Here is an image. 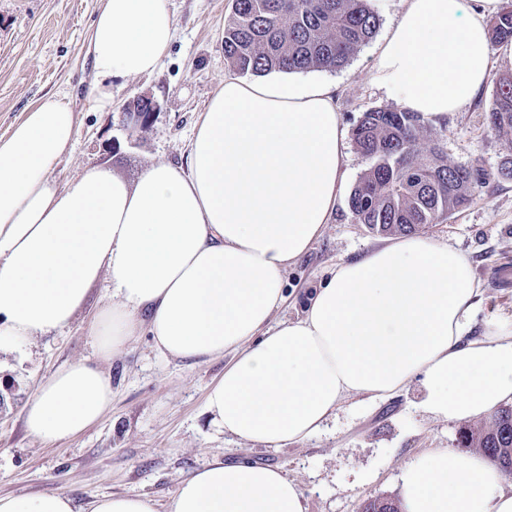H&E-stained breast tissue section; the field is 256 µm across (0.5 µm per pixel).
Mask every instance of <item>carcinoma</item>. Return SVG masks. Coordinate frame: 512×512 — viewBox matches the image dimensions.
<instances>
[{"mask_svg": "<svg viewBox=\"0 0 512 512\" xmlns=\"http://www.w3.org/2000/svg\"><path fill=\"white\" fill-rule=\"evenodd\" d=\"M366 2L233 0L224 58L243 76L341 68L379 27ZM489 35L497 43L512 42L509 4L491 21ZM489 120L508 148L493 172L450 164L436 145L420 149L424 121L415 112H364L352 136L371 165L349 195L356 223L382 235L414 233L467 206L489 180H512V75L496 83ZM458 443L481 450L504 471L512 468V407L498 410L487 427L461 431Z\"/></svg>", "mask_w": 512, "mask_h": 512, "instance_id": "cac0c4a2", "label": "carcinoma"}]
</instances>
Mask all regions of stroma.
Here are the masks:
<instances>
[{"label":"stroma","instance_id":"obj_1","mask_svg":"<svg viewBox=\"0 0 512 512\" xmlns=\"http://www.w3.org/2000/svg\"><path fill=\"white\" fill-rule=\"evenodd\" d=\"M101 0H0V137L48 94L64 96L79 125L71 153L54 176L69 183L87 164H106L134 181L151 161L182 162L207 101L230 67L224 59V22L232 0H173L175 37L152 75L112 80V109L89 108L94 68L89 31ZM377 41L360 47L347 65L318 70L335 82L338 118L352 131L364 112L397 108L369 81ZM512 73V57L491 46L482 89L439 126L425 123L421 146L437 140L451 163L495 170L505 144L490 128L488 111L497 80ZM159 107L141 132L126 108L139 96ZM425 236L466 253L481 288L476 323L512 320V180L493 179L465 208L429 226ZM356 223L340 198L323 235L289 267L286 301L276 320L302 313L307 295L336 265L386 244ZM112 300L101 280L69 328L39 337L16 351H0V494L64 491L77 504L111 494L151 496L166 506L178 485L213 457L282 468L302 488L307 512H356L363 501L398 499L400 476L413 457L432 448L458 450L464 425L434 419L420 409L421 377L384 400L345 399L326 428L285 448L250 445L224 435L204 411L207 390L224 373V359L193 364L134 337L125 351L99 360L89 323ZM86 361L112 378V407L79 436L47 445L25 426V409L39 382L58 368Z\"/></svg>","mask_w":512,"mask_h":512}]
</instances>
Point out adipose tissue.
<instances>
[{"mask_svg": "<svg viewBox=\"0 0 512 512\" xmlns=\"http://www.w3.org/2000/svg\"><path fill=\"white\" fill-rule=\"evenodd\" d=\"M500 0H405L378 46L372 83L404 109L443 122L483 86L488 18ZM175 36L170 0H102L91 27L98 77L153 74ZM78 136L75 112L42 97L0 137V349L68 327L91 285L113 300L91 324L98 356L147 332L170 357L232 353L209 387L212 424L285 448L318 434L350 396L386 399L422 376L423 412L472 421L512 401V322L474 329L469 257L402 235L340 263L297 319L274 322L289 266L322 236L344 192L345 131L336 85L225 77L195 124L185 161L129 181L55 169ZM112 406V378L76 362L39 383L25 424L40 441L74 438ZM477 452L430 449L406 464L403 512H512V487ZM0 512H158L147 495L77 506L66 492L0 495ZM167 512H306L278 468L213 458L183 480Z\"/></svg>", "mask_w": 512, "mask_h": 512, "instance_id": "obj_1", "label": "adipose tissue"}]
</instances>
